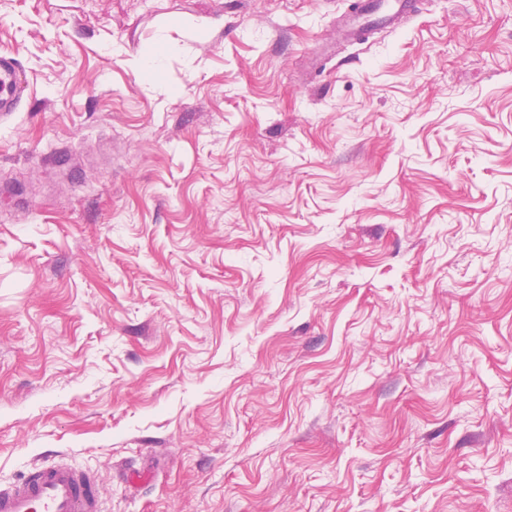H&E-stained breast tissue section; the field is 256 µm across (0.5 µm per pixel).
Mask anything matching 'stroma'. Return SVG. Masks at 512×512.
<instances>
[{"instance_id":"1","label":"stroma","mask_w":512,"mask_h":512,"mask_svg":"<svg viewBox=\"0 0 512 512\" xmlns=\"http://www.w3.org/2000/svg\"><path fill=\"white\" fill-rule=\"evenodd\" d=\"M353 2L0 0V485L512 512V0ZM355 11L338 17L343 33L366 43L377 28L391 30L418 9L415 0H359ZM24 94L20 65L10 52H0V124L10 121L18 111ZM163 59V51L155 50L150 55L141 56L137 61L138 69L147 81L155 83L162 78Z\"/></svg>"}]
</instances>
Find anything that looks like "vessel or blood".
I'll use <instances>...</instances> for the list:
<instances>
[{
  "label": "vessel or blood",
  "mask_w": 512,
  "mask_h": 512,
  "mask_svg": "<svg viewBox=\"0 0 512 512\" xmlns=\"http://www.w3.org/2000/svg\"><path fill=\"white\" fill-rule=\"evenodd\" d=\"M417 8L416 0H359L338 23L346 36L365 42L375 29H394ZM23 94L16 56L1 51L0 124L12 119ZM0 512H100L99 495L92 476L61 461L32 467L17 483L0 487Z\"/></svg>",
  "instance_id": "vessel-or-blood-1"
}]
</instances>
